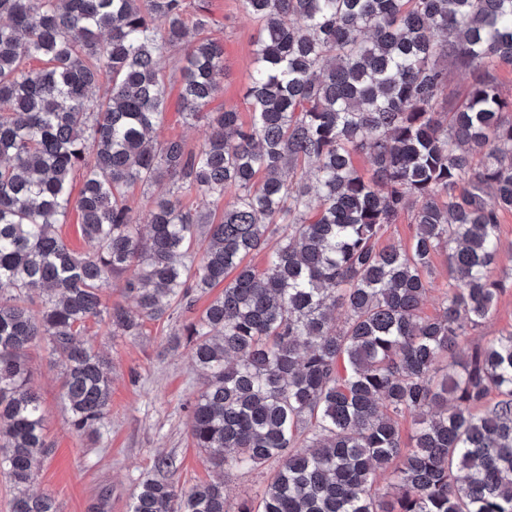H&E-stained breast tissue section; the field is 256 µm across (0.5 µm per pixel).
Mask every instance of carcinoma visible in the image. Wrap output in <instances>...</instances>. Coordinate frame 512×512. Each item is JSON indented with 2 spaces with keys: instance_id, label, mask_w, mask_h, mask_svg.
<instances>
[{
  "instance_id": "carcinoma-1",
  "label": "carcinoma",
  "mask_w": 512,
  "mask_h": 512,
  "mask_svg": "<svg viewBox=\"0 0 512 512\" xmlns=\"http://www.w3.org/2000/svg\"><path fill=\"white\" fill-rule=\"evenodd\" d=\"M238 2L259 25L248 125L207 110L224 44L186 40L188 14L198 32L213 23L201 0H0V472L13 512H61L29 492L50 448L29 349L47 342L70 426L97 434L112 380L88 323L141 336L174 317L203 376L194 447L217 468L274 469L255 505L232 510L221 483L147 477L131 512H512V330L459 351L506 289L493 266L512 212V101L494 70L512 67V0ZM450 66L472 83L443 112ZM173 95L208 130L196 150L154 136ZM136 185L167 187L145 224ZM408 208L411 245L377 247ZM72 213L86 252L59 230ZM441 251L450 279L432 318ZM111 279L135 309L104 301ZM379 471L389 498L373 489Z\"/></svg>"
}]
</instances>
